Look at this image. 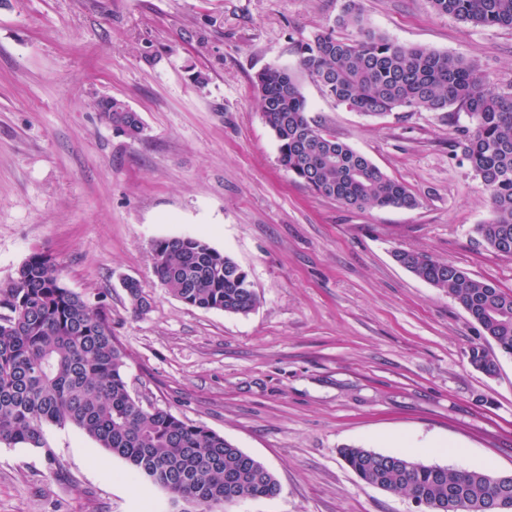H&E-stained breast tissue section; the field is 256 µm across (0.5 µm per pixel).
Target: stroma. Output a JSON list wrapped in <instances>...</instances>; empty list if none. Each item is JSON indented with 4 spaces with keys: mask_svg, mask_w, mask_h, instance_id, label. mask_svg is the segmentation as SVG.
<instances>
[{
    "mask_svg": "<svg viewBox=\"0 0 512 512\" xmlns=\"http://www.w3.org/2000/svg\"><path fill=\"white\" fill-rule=\"evenodd\" d=\"M342 0H0V282L35 252L62 282L112 314L126 381L143 406L205 426L261 461L276 498L227 512H415L411 498L364 484L346 446L393 453L388 438L433 441L512 474V355L448 294L398 264V250L451 261L512 291V256L475 233L488 194L452 150L466 113L368 118L307 76L310 117L417 197L413 209L347 208L295 182L252 85L298 69V40L333 23ZM391 39L475 57L512 87V29L473 26L428 0H362ZM207 77L196 85V73ZM124 100L145 130L130 141L100 117ZM201 236L248 271L246 315L192 307L153 272L157 238ZM153 301L134 312L122 286ZM484 343L496 376L469 362ZM42 450L0 443V512H169L77 428L48 427Z\"/></svg>",
    "mask_w": 512,
    "mask_h": 512,
    "instance_id": "35a3bbf8",
    "label": "stroma"
}]
</instances>
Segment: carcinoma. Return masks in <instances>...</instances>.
Listing matches in <instances>:
<instances>
[{"label":"carcinoma","instance_id":"carcinoma-1","mask_svg":"<svg viewBox=\"0 0 512 512\" xmlns=\"http://www.w3.org/2000/svg\"><path fill=\"white\" fill-rule=\"evenodd\" d=\"M429 3L438 15L512 29V0ZM338 28L356 34L339 36ZM298 54L301 71L351 112L383 117L424 110L450 118L467 113L472 126L462 130L459 145L491 207L490 218L475 231L494 252L512 256V87H492L473 58L405 45L366 27L360 0H344L333 24L299 41ZM253 86L279 162L293 178L347 207L418 206L403 182L308 116L293 72L268 65ZM98 106L113 130H127L131 141L141 138V118L123 100L104 97ZM150 250L158 281L190 306L247 315L259 303L247 286L248 272L200 237L158 238ZM395 258L452 296L484 339L512 355V292L420 252L400 250ZM124 288L135 311L150 306L139 281L127 279ZM470 363L487 376L497 374V361L480 343L471 347ZM125 367L109 312L66 288L51 258L34 253L15 277L0 283V442L43 448L54 466L45 428L74 426L164 490L178 512H224L233 498L279 495L274 474L223 436L162 408H144L128 390ZM340 454L364 483L417 499L426 512H482L499 496L507 497L505 512H512V475L495 482L479 470L363 447H345Z\"/></svg>","mask_w":512,"mask_h":512}]
</instances>
